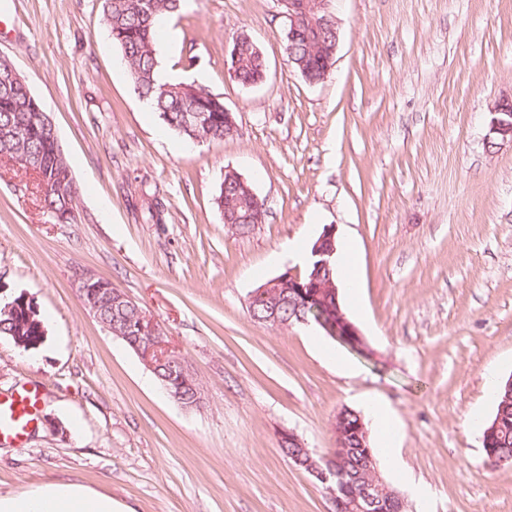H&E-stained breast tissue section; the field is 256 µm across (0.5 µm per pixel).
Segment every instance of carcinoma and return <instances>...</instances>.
<instances>
[{
	"mask_svg": "<svg viewBox=\"0 0 512 512\" xmlns=\"http://www.w3.org/2000/svg\"><path fill=\"white\" fill-rule=\"evenodd\" d=\"M181 0H103V13L112 41L120 48L123 60L138 96L149 103L159 120L177 135L191 140H222L231 136L224 125V103L205 89L182 82L164 81L159 76L156 41L159 36L158 20L165 14L178 11ZM238 67L234 79L241 85L255 83L265 73V60L256 52L253 43L238 41ZM39 101L25 83H0V157L16 162L22 159L39 167L47 178V188L42 193L43 208L51 216L67 210L73 201L72 178L60 149L58 138L45 132ZM189 112H202L207 125L197 127L186 122ZM245 194L234 179L224 178L215 197L217 210L226 216L233 230L246 235L254 225L240 220L239 206ZM277 314L281 321L297 322L302 313L297 301L288 298V282L273 285ZM137 304L105 308L102 321L123 334L122 341L132 345L137 341L139 310ZM40 314L28 316L23 311L6 314L0 307V336L11 339L21 336L32 343H42ZM495 415L502 416L496 433L484 425L483 448L492 449L489 463L495 467L512 465V393L500 384L495 392ZM358 443L350 442L339 466L336 484L340 488H355L360 471L362 452Z\"/></svg>",
	"mask_w": 512,
	"mask_h": 512,
	"instance_id": "carcinoma-1",
	"label": "carcinoma"
}]
</instances>
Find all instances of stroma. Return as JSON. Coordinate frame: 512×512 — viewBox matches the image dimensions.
Here are the masks:
<instances>
[{
    "label": "stroma",
    "instance_id": "obj_1",
    "mask_svg": "<svg viewBox=\"0 0 512 512\" xmlns=\"http://www.w3.org/2000/svg\"><path fill=\"white\" fill-rule=\"evenodd\" d=\"M331 10L339 47L317 85L288 61L277 0H182L161 17L160 72L236 118L232 137L193 145L135 93L102 0H0V53L51 116L75 189L73 218L53 220L32 176L0 159V307L26 295L47 330L35 351L0 339V394L43 393L39 429L0 446L1 497L59 483L128 512H333L280 437L330 455L337 412L377 400L399 424L378 470L406 512H512V466L488 465L480 429L495 413L487 370L512 378V142L487 143L512 100V0ZM240 32L266 61L251 88L224 66ZM228 169L265 203L244 236L214 204ZM330 225L356 258L357 296L338 292L368 357L249 313L259 286L307 271ZM87 273L154 319L197 407L90 314Z\"/></svg>",
    "mask_w": 512,
    "mask_h": 512
}]
</instances>
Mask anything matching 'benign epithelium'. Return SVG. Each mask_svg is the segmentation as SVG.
<instances>
[{"instance_id": "7a95c632", "label": "benign epithelium", "mask_w": 512, "mask_h": 512, "mask_svg": "<svg viewBox=\"0 0 512 512\" xmlns=\"http://www.w3.org/2000/svg\"><path fill=\"white\" fill-rule=\"evenodd\" d=\"M285 8V15L288 19V39L296 41L304 39L310 45L309 52L302 59L289 56L290 64L296 66L303 77H308L311 71L317 68V63L326 62L324 74H329L333 67L334 56L337 52L339 33L335 17L330 10L331 0H278ZM512 140V103L502 102L497 105L495 117L491 123L488 143H494L496 139ZM227 173L236 179L249 196L250 207L246 217L263 222L264 202L257 196L248 182L233 170ZM335 233L334 227H326L312 249L314 257L313 272L309 281H304L303 276L298 273L286 271L276 277V280L288 281V287L302 292L304 288H319L324 292L338 294L336 283L332 278H323V273L330 270L332 257L335 254ZM95 276L85 275L78 282V292L86 306L95 319H100L101 305L105 302L115 303L130 300L126 294L112 287V284L101 281L93 283ZM311 313L315 315L316 321L324 325L328 334L336 338L342 344L353 351H366V341L358 327L349 318L337 311L336 323L327 324L321 310L314 307ZM142 338L134 343L140 358L150 368L155 369L158 365L168 361H175L179 366L182 376L193 377V373L185 360L173 351L164 336L158 331L157 324L146 313L140 312V324ZM346 410L342 409L336 414L335 434L336 450H342L344 441L348 437H354L363 450L362 467L360 468L358 488L354 493L336 492L329 487L327 491L332 500L335 512H387L390 501L398 494L379 475L374 457L367 446L368 432L363 422L356 426L347 425ZM288 442L294 444L299 452L289 456V459L298 467L304 469L322 484L329 482V475L315 458L314 453L304 447V444L292 433L288 434Z\"/></svg>"}]
</instances>
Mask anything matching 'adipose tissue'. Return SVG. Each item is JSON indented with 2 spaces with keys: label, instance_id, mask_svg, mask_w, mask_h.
<instances>
[{
  "label": "adipose tissue",
  "instance_id": "obj_1",
  "mask_svg": "<svg viewBox=\"0 0 512 512\" xmlns=\"http://www.w3.org/2000/svg\"><path fill=\"white\" fill-rule=\"evenodd\" d=\"M0 512H121L112 498L69 484H49L36 492L0 496Z\"/></svg>",
  "mask_w": 512,
  "mask_h": 512
}]
</instances>
